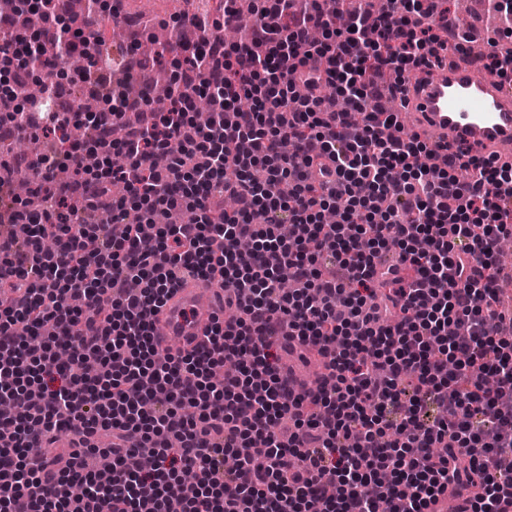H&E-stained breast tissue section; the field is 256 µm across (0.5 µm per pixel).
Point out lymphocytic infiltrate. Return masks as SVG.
I'll list each match as a JSON object with an SVG mask.
<instances>
[{"mask_svg":"<svg viewBox=\"0 0 512 512\" xmlns=\"http://www.w3.org/2000/svg\"><path fill=\"white\" fill-rule=\"evenodd\" d=\"M447 12L389 0L340 23L319 0H260L232 44L197 20L200 42L163 49L187 81L162 112L118 90L98 0L79 23L34 5L24 41L0 17V54L25 62L12 88L41 71L46 100L0 128L20 138L80 118L54 108L62 84L44 68L73 52L93 57L82 84L111 106L90 119L98 174L75 146L0 157V222L14 228L0 234V402L16 408L0 417V512H428L447 492L448 512H512V335L493 271L512 235V164L463 150L424 165L429 146L385 138L398 116L374 104L429 47L447 50ZM326 89L347 111L314 98ZM59 166L72 178L57 181ZM22 168L44 197L35 214L13 194ZM183 197L189 220L154 240L140 223L111 235L130 202L156 212ZM76 203L95 223H62ZM329 210L341 221L324 223ZM392 241L398 261L381 266ZM186 276L218 280L238 314L163 356L153 316ZM312 350L320 380L299 394L281 359ZM87 359L107 375H76ZM66 425L111 432L108 471L89 447L28 455Z\"/></svg>","mask_w":512,"mask_h":512,"instance_id":"1","label":"lymphocytic infiltrate"}]
</instances>
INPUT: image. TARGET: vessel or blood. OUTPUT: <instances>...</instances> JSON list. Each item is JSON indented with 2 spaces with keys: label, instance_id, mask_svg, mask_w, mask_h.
Instances as JSON below:
<instances>
[{
  "label": "vessel or blood",
  "instance_id": "obj_1",
  "mask_svg": "<svg viewBox=\"0 0 512 512\" xmlns=\"http://www.w3.org/2000/svg\"><path fill=\"white\" fill-rule=\"evenodd\" d=\"M400 98L421 139L449 151L469 147L512 163V84L480 68L428 57L401 86ZM224 304L214 282L195 278L176 286L156 315L167 335L188 342L204 335Z\"/></svg>",
  "mask_w": 512,
  "mask_h": 512
}]
</instances>
